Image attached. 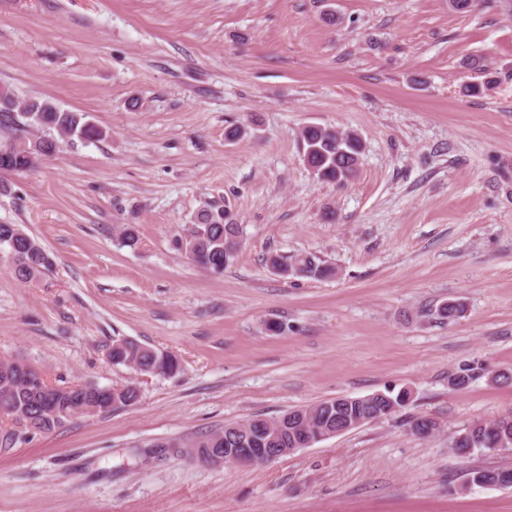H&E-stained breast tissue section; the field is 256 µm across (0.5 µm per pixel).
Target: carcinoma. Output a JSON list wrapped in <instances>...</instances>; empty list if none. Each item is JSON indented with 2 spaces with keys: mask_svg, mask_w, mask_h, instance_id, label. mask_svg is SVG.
<instances>
[{
  "mask_svg": "<svg viewBox=\"0 0 512 512\" xmlns=\"http://www.w3.org/2000/svg\"><path fill=\"white\" fill-rule=\"evenodd\" d=\"M46 98L21 99L15 93L8 98L9 108L0 112V129L12 132L16 153L8 167L22 172L28 164V155L46 157L53 154L57 138L45 137L42 132L53 130L58 138L77 137L82 140H98L102 131L87 115L81 112H43L50 105ZM303 161L318 179L343 185L357 178L363 151L362 140L354 131H341L330 126L307 125L300 132ZM22 233L17 224H0V259L7 262L10 272L20 281L29 282L46 274L53 261L46 249L35 238ZM176 249L205 271L220 276L231 266L241 247L239 225L225 209H203L193 224L178 234L173 241ZM269 263L292 269V275L305 278H329L335 270L312 254H300L287 263L278 255H272ZM108 359L114 366L123 365L141 374L174 376L181 371L179 357L168 351L146 347L124 337H112ZM140 398L134 384L110 389L109 394L94 383L78 388H54L43 375L29 365L17 360H0V418L9 422L25 420L27 425L21 435L50 433L61 427L75 415L94 418L105 414L102 403L112 401L111 410L130 407ZM336 413L319 402L300 407L303 424L310 430L336 427L335 414L355 418L368 424L388 416L386 408L396 405L407 408L413 402L409 389L396 393L387 390L381 396L338 397ZM512 427V417L491 421H477L464 432L472 437L464 438L455 450L462 455L474 451H497L501 448L495 428ZM255 441L259 448H289L292 432L284 415L268 421L256 419L253 423L234 422L224 428L198 435L192 447L243 448Z\"/></svg>",
  "mask_w": 512,
  "mask_h": 512,
  "instance_id": "1",
  "label": "carcinoma"
}]
</instances>
